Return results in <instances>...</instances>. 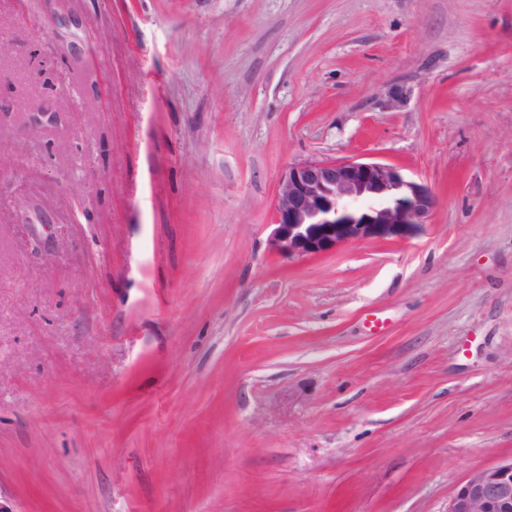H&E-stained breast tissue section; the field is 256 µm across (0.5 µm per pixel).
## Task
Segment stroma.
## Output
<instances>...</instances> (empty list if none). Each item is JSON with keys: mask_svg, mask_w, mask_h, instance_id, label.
Wrapping results in <instances>:
<instances>
[{"mask_svg": "<svg viewBox=\"0 0 512 512\" xmlns=\"http://www.w3.org/2000/svg\"><path fill=\"white\" fill-rule=\"evenodd\" d=\"M0 498L447 512L512 458V0H0ZM411 235L270 250L288 166ZM362 202V207L355 203ZM436 206L427 186L402 168L375 161L304 162L279 181L269 243L288 257L319 256L367 238L395 239L426 219Z\"/></svg>", "mask_w": 512, "mask_h": 512, "instance_id": "35a3bbf8", "label": "stroma"}]
</instances>
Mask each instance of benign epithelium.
<instances>
[{
    "label": "benign epithelium",
    "instance_id": "obj_1",
    "mask_svg": "<svg viewBox=\"0 0 512 512\" xmlns=\"http://www.w3.org/2000/svg\"><path fill=\"white\" fill-rule=\"evenodd\" d=\"M436 206L427 186L375 161L304 162L279 181L269 243L288 257L319 256L367 238L395 239L425 223ZM448 512H512V458L473 471Z\"/></svg>",
    "mask_w": 512,
    "mask_h": 512
}]
</instances>
